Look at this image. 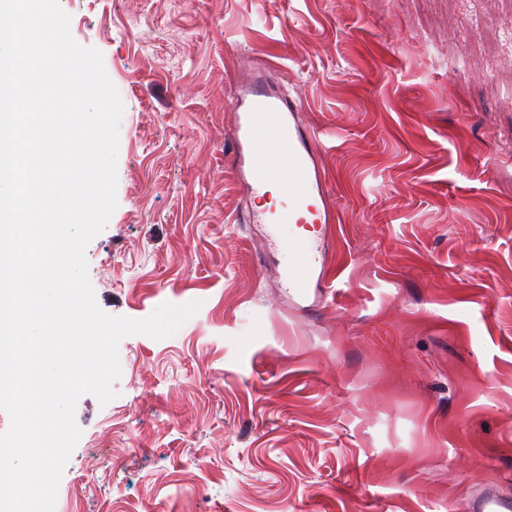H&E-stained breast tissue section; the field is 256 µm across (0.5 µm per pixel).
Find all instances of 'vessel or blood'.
Listing matches in <instances>:
<instances>
[{"label":"vessel or blood","instance_id":"obj_1","mask_svg":"<svg viewBox=\"0 0 512 512\" xmlns=\"http://www.w3.org/2000/svg\"><path fill=\"white\" fill-rule=\"evenodd\" d=\"M274 70L270 61L237 66L229 97L234 126L224 153L250 197L259 196L271 180L282 185L286 198L282 209H252L241 220L269 226L287 257L283 284L293 302L312 290L332 287L328 265L315 257L323 249V238H309L301 229L308 214L325 225L335 218L326 203L324 176L315 164L320 141L299 121L298 103L273 82Z\"/></svg>","mask_w":512,"mask_h":512}]
</instances>
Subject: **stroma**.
I'll return each mask as SVG.
<instances>
[{"label": "stroma", "mask_w": 512, "mask_h": 512, "mask_svg": "<svg viewBox=\"0 0 512 512\" xmlns=\"http://www.w3.org/2000/svg\"><path fill=\"white\" fill-rule=\"evenodd\" d=\"M123 115L87 246L119 344L56 512H466L512 502V0H59ZM271 58L336 223L334 293L288 305L224 162L233 56Z\"/></svg>", "instance_id": "stroma-1"}]
</instances>
